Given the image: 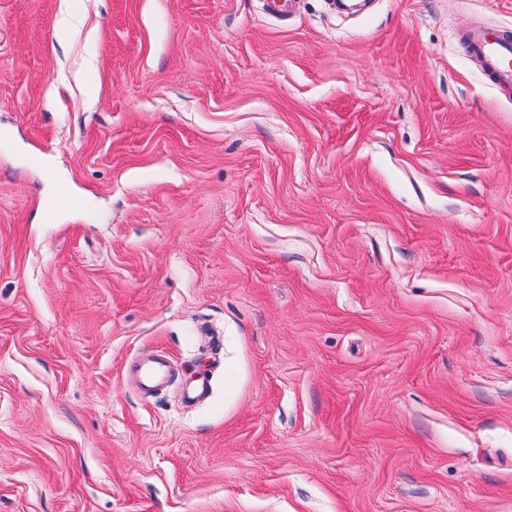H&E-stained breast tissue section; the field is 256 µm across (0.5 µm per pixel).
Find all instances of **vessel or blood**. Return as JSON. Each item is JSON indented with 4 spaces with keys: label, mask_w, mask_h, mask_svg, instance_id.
I'll return each mask as SVG.
<instances>
[{
    "label": "vessel or blood",
    "mask_w": 512,
    "mask_h": 512,
    "mask_svg": "<svg viewBox=\"0 0 512 512\" xmlns=\"http://www.w3.org/2000/svg\"><path fill=\"white\" fill-rule=\"evenodd\" d=\"M468 53L476 58L487 75L501 89L512 88V38L492 27L469 29L465 36ZM142 393L149 394L162 386L169 375L166 359L153 358L136 367Z\"/></svg>",
    "instance_id": "1"
}]
</instances>
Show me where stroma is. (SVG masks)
Listing matches in <instances>:
<instances>
[{"instance_id": "obj_1", "label": "stroma", "mask_w": 512, "mask_h": 512, "mask_svg": "<svg viewBox=\"0 0 512 512\" xmlns=\"http://www.w3.org/2000/svg\"><path fill=\"white\" fill-rule=\"evenodd\" d=\"M368 2L0 0V512H512V0ZM468 53L476 58L499 88H512V38L494 27H474L465 36ZM136 371L140 379L141 392L150 394L166 382L169 366L166 359L153 358L139 363Z\"/></svg>"}]
</instances>
